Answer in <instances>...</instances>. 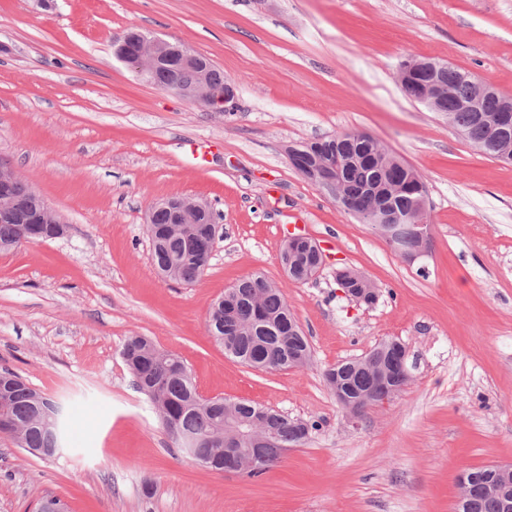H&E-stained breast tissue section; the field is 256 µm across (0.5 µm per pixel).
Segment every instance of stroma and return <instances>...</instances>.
<instances>
[{
  "label": "stroma",
  "instance_id": "obj_1",
  "mask_svg": "<svg viewBox=\"0 0 512 512\" xmlns=\"http://www.w3.org/2000/svg\"><path fill=\"white\" fill-rule=\"evenodd\" d=\"M135 27L208 57L236 87L220 112L142 81L114 36ZM407 58H437L512 95V0H0V157L66 225L0 253V368L65 407L62 453L0 435V512H454L463 470L512 463V165L409 98ZM371 134L428 189L429 253L406 262L321 192L288 150ZM202 198L210 265L162 279L151 205ZM326 254L311 280L280 263L289 234ZM373 281L372 305L336 271ZM262 273L312 346L304 369L257 371L206 331L212 303ZM178 353L200 394L317 422L256 478L181 454L122 359L128 336ZM412 380L350 424L321 373L385 338Z\"/></svg>",
  "mask_w": 512,
  "mask_h": 512
}]
</instances>
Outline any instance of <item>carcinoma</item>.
I'll return each mask as SVG.
<instances>
[{"mask_svg":"<svg viewBox=\"0 0 512 512\" xmlns=\"http://www.w3.org/2000/svg\"><path fill=\"white\" fill-rule=\"evenodd\" d=\"M178 73L187 83L197 81V73L180 55L166 60L153 74V81L165 87L171 75ZM205 80L215 91L225 90L224 71L213 65ZM435 80L449 89L431 106L434 112L448 116V122L468 142L486 156L512 164V132L491 141L490 128L500 111L502 97L490 93L477 101L478 111L463 104L472 101L479 77L443 61L421 71L403 87L408 96ZM307 160L334 155L346 161L341 178L360 211H371L385 198L401 212L415 210L417 200L427 193L426 183L411 165L399 159L378 140L358 131L343 130L335 135L301 146ZM164 210L154 214L149 229L151 259L162 278L186 285L204 274L210 248L216 238L214 224H169ZM48 236V229L34 224H1L0 250L14 249ZM310 259L299 248L292 263L291 279L309 281ZM206 330L224 350L240 363L270 371L305 368L311 364L312 351L307 336L298 328L297 319L281 291L257 273L239 280L233 293L219 297L211 306ZM404 348L390 339L376 345L361 358L346 360L323 371L327 387H342L352 397L367 392L389 363L403 356ZM122 357L134 377L136 389L146 395L176 447L193 439L199 454L211 457V469L224 461L221 448L229 437H241L239 447L248 448L254 435L276 442L268 458L245 469V476L258 477L281 459V448L303 444L316 429L315 423L288 417L273 408L247 400L221 397L204 399L185 361L174 352L163 351L146 336L128 337ZM47 397L39 396L17 373L0 372V409L9 413L14 431L10 435L21 448H50L51 435L42 425ZM466 492L459 493L455 512H499L497 497L486 488L497 483L492 468L483 466L464 472Z\"/></svg>","mask_w":512,"mask_h":512,"instance_id":"cac0c4a2","label":"carcinoma"}]
</instances>
